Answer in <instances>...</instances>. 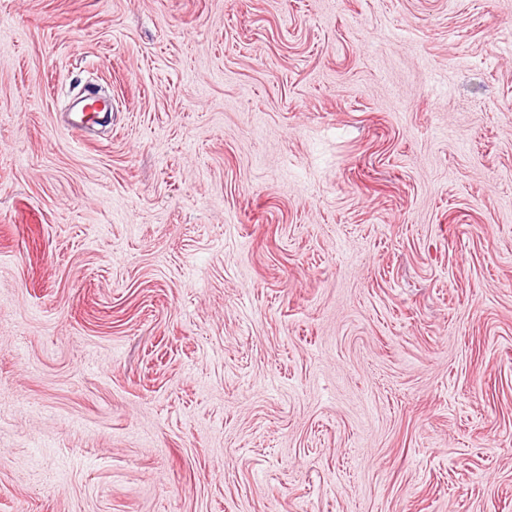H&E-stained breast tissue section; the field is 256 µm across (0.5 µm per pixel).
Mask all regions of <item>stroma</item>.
I'll use <instances>...</instances> for the list:
<instances>
[{"label":"stroma","instance_id":"35a3bbf8","mask_svg":"<svg viewBox=\"0 0 512 512\" xmlns=\"http://www.w3.org/2000/svg\"><path fill=\"white\" fill-rule=\"evenodd\" d=\"M0 512H512V0H0ZM108 108L109 104L107 102L101 103L99 100L76 104L73 112L77 113V117L76 120L70 124L71 130L81 135L87 134V124L92 118L84 120L85 112H105Z\"/></svg>","mask_w":512,"mask_h":512}]
</instances>
